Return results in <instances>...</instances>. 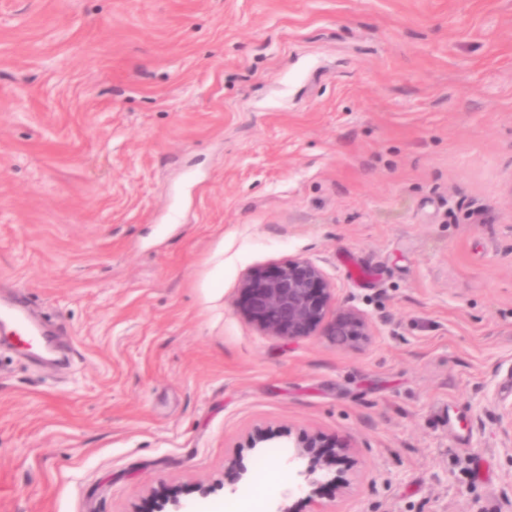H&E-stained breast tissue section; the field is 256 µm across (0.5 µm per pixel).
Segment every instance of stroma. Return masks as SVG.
<instances>
[{
    "mask_svg": "<svg viewBox=\"0 0 512 512\" xmlns=\"http://www.w3.org/2000/svg\"><path fill=\"white\" fill-rule=\"evenodd\" d=\"M306 257L373 334L263 335ZM0 512H512V0H0ZM264 428L347 443L295 489ZM0 325L1 328L11 326L12 333L22 342L23 346H36L47 353L52 352V346L47 339L45 332L30 323H28L25 308H7L0 305ZM248 479V469L243 464L242 457L238 455L225 467L224 478L215 483H199L194 488V492L202 500L208 499L217 490L221 489H227L230 495H234Z\"/></svg>",
    "mask_w": 512,
    "mask_h": 512,
    "instance_id": "stroma-1",
    "label": "stroma"
}]
</instances>
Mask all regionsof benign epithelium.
<instances>
[{
    "mask_svg": "<svg viewBox=\"0 0 512 512\" xmlns=\"http://www.w3.org/2000/svg\"><path fill=\"white\" fill-rule=\"evenodd\" d=\"M239 290L241 310L267 336L295 340L321 335L339 344L372 336L371 320L357 309L340 304L324 271L308 258L297 257L282 266L253 269L244 276ZM275 438L288 440L290 432L256 428L249 433L246 447L264 448ZM323 447L318 434L302 433L292 440L294 452L288 463L305 462L304 468L296 471L300 479L297 488L308 490L310 497L319 485L316 474L330 473L347 445L337 444V453L332 456L323 455ZM248 479V469L242 457L237 456L225 467L224 478L215 483H200L194 492L202 500L221 489L234 495ZM156 508L157 512H188L177 495L160 496Z\"/></svg>",
    "mask_w": 512,
    "mask_h": 512,
    "instance_id": "obj_1",
    "label": "benign epithelium"
}]
</instances>
